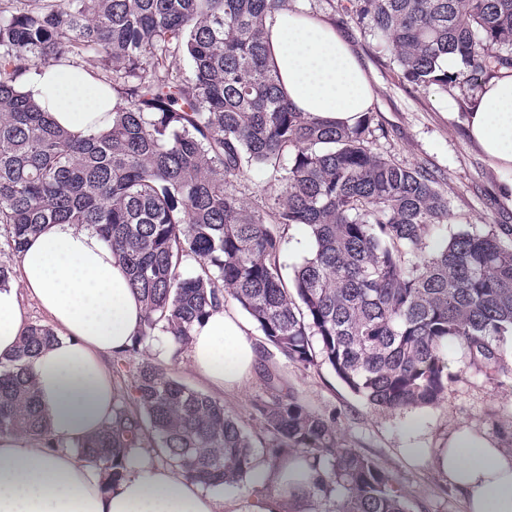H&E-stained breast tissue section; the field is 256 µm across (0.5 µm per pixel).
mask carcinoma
Returning a JSON list of instances; mask_svg holds the SVG:
<instances>
[{"label":"carcinoma","mask_w":512,"mask_h":512,"mask_svg":"<svg viewBox=\"0 0 512 512\" xmlns=\"http://www.w3.org/2000/svg\"><path fill=\"white\" fill-rule=\"evenodd\" d=\"M402 78L443 92L481 89L512 68V0H347ZM286 0H0V232L12 255L47 224L94 229L144 303L116 356L112 421L73 444L121 481L154 458L210 489L253 475L252 433L224 403L175 379L194 323L233 300L260 339L267 394L250 416L265 461H304L312 512H409L391 470L342 443L335 415L288 387L275 357L326 363L378 414L437 406L454 342L481 370L512 375L509 229L448 231L445 177L378 151L376 113L339 127L296 111L269 64L265 20ZM461 58L448 73L440 59ZM96 60L112 125L78 138L21 90L23 75ZM188 61L190 74L182 72ZM258 168L266 180L248 184ZM309 255L284 277L289 231ZM55 341L31 323L0 358V435L56 446L24 363Z\"/></svg>","instance_id":"carcinoma-1"}]
</instances>
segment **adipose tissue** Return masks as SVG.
<instances>
[{
    "mask_svg": "<svg viewBox=\"0 0 512 512\" xmlns=\"http://www.w3.org/2000/svg\"><path fill=\"white\" fill-rule=\"evenodd\" d=\"M280 87L297 110L354 125L374 95L351 44L320 15L288 9L266 22ZM60 126L82 136L108 128L111 97L81 66H49L22 83ZM470 142L499 175V196L512 209V69L498 72L472 99L464 118ZM30 298L56 340L26 363L55 448L22 434L0 436V512H310L308 483L293 467L257 463L258 494L221 500L165 466L132 468L111 483L67 446L112 418L107 360L129 347L143 314L111 248L94 230L50 224L19 259L17 285L0 289V357L13 353L27 327ZM188 360L214 390L241 389L258 360L246 322L213 312L193 330ZM463 500L465 512H512V453L492 435L460 427L429 456Z\"/></svg>",
    "mask_w": 512,
    "mask_h": 512,
    "instance_id": "1",
    "label": "adipose tissue"
}]
</instances>
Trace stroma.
I'll return each mask as SVG.
<instances>
[{
    "label": "stroma",
    "mask_w": 512,
    "mask_h": 512,
    "mask_svg": "<svg viewBox=\"0 0 512 512\" xmlns=\"http://www.w3.org/2000/svg\"><path fill=\"white\" fill-rule=\"evenodd\" d=\"M288 9L327 17L350 39L374 90L372 109L386 131L378 146L401 163L419 164L446 177L450 209L459 226L501 224L512 229V210L498 199V175L471 145L463 121L471 94L413 87L401 79L375 42L352 17L326 0H288ZM446 357L453 379L435 408L392 414L371 411L328 365L285 366L290 387L312 408L336 414L346 444L391 469L412 512H465L460 499L429 464L412 460L408 449L435 451L459 427L495 436L512 450V379H489L456 346Z\"/></svg>",
    "instance_id": "stroma-1"
}]
</instances>
